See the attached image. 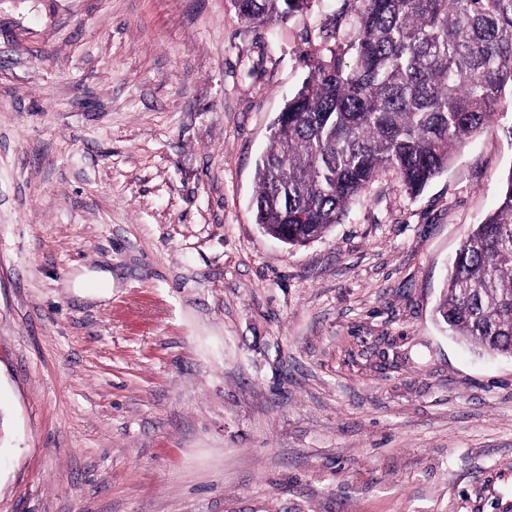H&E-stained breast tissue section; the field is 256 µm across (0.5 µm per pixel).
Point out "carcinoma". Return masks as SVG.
I'll return each instance as SVG.
<instances>
[{
  "instance_id": "carcinoma-1",
  "label": "carcinoma",
  "mask_w": 512,
  "mask_h": 512,
  "mask_svg": "<svg viewBox=\"0 0 512 512\" xmlns=\"http://www.w3.org/2000/svg\"><path fill=\"white\" fill-rule=\"evenodd\" d=\"M310 2L233 0L264 22ZM355 2L356 39L313 63L257 165L256 223L290 245L341 223L384 170L422 191L512 96V0ZM437 315L451 335L512 356V167L457 252Z\"/></svg>"
}]
</instances>
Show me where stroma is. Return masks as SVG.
Instances as JSON below:
<instances>
[{
	"label": "stroma",
	"instance_id": "35a3bbf8",
	"mask_svg": "<svg viewBox=\"0 0 512 512\" xmlns=\"http://www.w3.org/2000/svg\"><path fill=\"white\" fill-rule=\"evenodd\" d=\"M353 0H0V512H512V357L436 308L512 106L291 246L272 126ZM239 15L248 20L282 21L307 9L311 0H233Z\"/></svg>",
	"mask_w": 512,
	"mask_h": 512
}]
</instances>
